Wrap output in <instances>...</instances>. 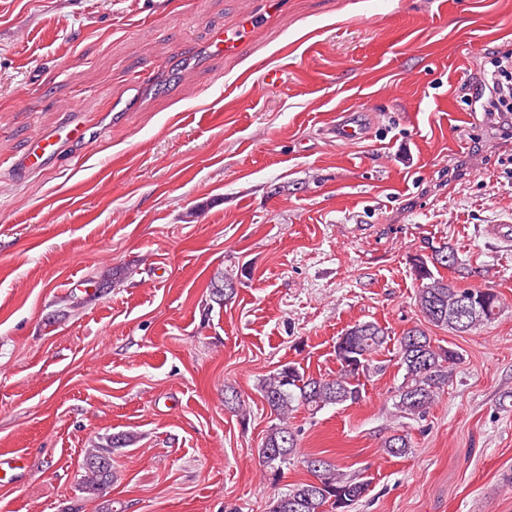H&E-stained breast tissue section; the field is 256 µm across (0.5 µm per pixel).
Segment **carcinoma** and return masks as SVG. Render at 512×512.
I'll return each instance as SVG.
<instances>
[{
  "label": "carcinoma",
  "mask_w": 512,
  "mask_h": 512,
  "mask_svg": "<svg viewBox=\"0 0 512 512\" xmlns=\"http://www.w3.org/2000/svg\"><path fill=\"white\" fill-rule=\"evenodd\" d=\"M458 265L452 248L434 247L428 256L414 259L413 274L419 282L416 306L425 323L452 333H468L491 322L500 311V297L491 288H474L476 314L464 321L455 320L463 288L441 275L440 269ZM228 277L211 281L212 301L222 305L234 294L226 287ZM391 340L388 332L375 321H363L350 326L336 342L338 370L333 377L307 376L294 365H285L262 379L259 391L274 415L262 440L259 455L263 465L277 480L284 466L296 454L297 438L289 425L294 411L303 407L316 413L327 406L354 404L362 397L364 380L381 371L373 355ZM395 341L397 366L403 370L402 381L396 387L394 408L403 418L422 417L445 391L460 353L445 347L416 325L402 332ZM127 437L115 435L110 448H90L86 451L81 475V488L89 493H102L112 486V449L121 448ZM390 457H404L411 452L408 434L399 430L381 445ZM307 468L314 480L293 486L273 497L269 512H351L367 491V483L349 476L330 459L311 457Z\"/></svg>",
  "instance_id": "cac0c4a2"
}]
</instances>
